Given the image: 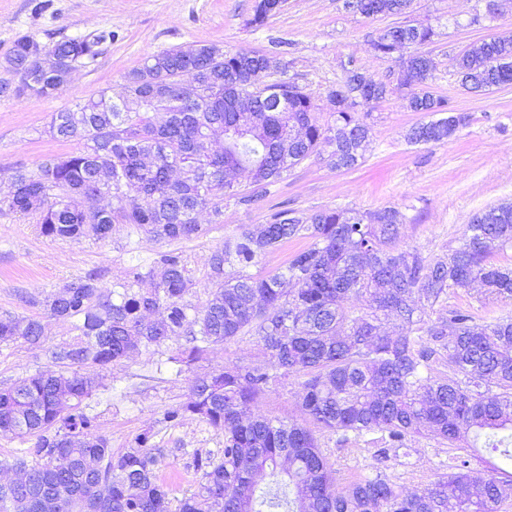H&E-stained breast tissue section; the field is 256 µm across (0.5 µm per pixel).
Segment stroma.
I'll use <instances>...</instances> for the list:
<instances>
[{
	"mask_svg": "<svg viewBox=\"0 0 512 512\" xmlns=\"http://www.w3.org/2000/svg\"><path fill=\"white\" fill-rule=\"evenodd\" d=\"M343 2L288 0L283 11L254 28L246 24L254 0H0V56L24 34L44 44L100 28L115 34L96 61L77 67L69 86L54 96L0 95V195L8 191L16 168L32 171L49 156L79 148V141L62 142L49 135L53 112L78 99L116 90L146 55L173 46L212 43L283 57L288 80L304 88L320 121H328L327 91L348 71L388 84L398 68L397 57L381 56L372 48L376 34L394 25L395 17H361L347 12ZM484 11L485 0L412 3L410 20L432 24L438 31L427 47L436 69L426 86L469 117L451 141L408 144V130L423 115L408 110L402 92L396 90L359 109L371 127L359 167L338 170L328 164L326 155H312L269 185L261 200L225 203L220 223H213L210 212L201 213L198 221L207 231L197 238L160 242L142 230L122 226L100 241L52 240L40 234L34 219L0 211V318H45L41 301L51 289L91 272L109 284L124 277L130 266L151 265L171 250L183 254L193 273L188 301L201 305L206 300L203 285L210 253L244 227L266 223L283 204L303 217L338 207L361 212L392 207L403 216L401 246L417 248L430 259L448 255L459 246L475 214L512 201V86L471 93L461 88L455 75V61L466 48L490 34L512 31V0H499L494 21L483 20ZM455 306L470 308L482 321L512 315V298L489 294L479 283L449 290L433 314L441 316ZM178 345L174 338L112 364L99 373L100 387L90 401L99 415V432L110 440L113 451H124L142 429H153L154 441L165 454L156 474L175 503L203 482L192 464L194 454L220 455L224 435L195 417L166 422L165 412L187 401L190 374L247 366L261 355L256 337L240 336L215 347L188 373L167 362ZM49 366L44 353L28 345L0 346L2 386ZM254 411L305 423L299 378L282 377ZM316 437L340 484L379 473L411 492L432 486L448 473L446 445L428 435L412 438L386 460L376 457L371 433L345 443L330 431H319Z\"/></svg>",
	"mask_w": 512,
	"mask_h": 512,
	"instance_id": "35a3bbf8",
	"label": "stroma"
}]
</instances>
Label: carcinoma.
<instances>
[{"mask_svg":"<svg viewBox=\"0 0 512 512\" xmlns=\"http://www.w3.org/2000/svg\"><path fill=\"white\" fill-rule=\"evenodd\" d=\"M253 7L250 26L276 15L273 0ZM412 0H345L365 17L405 16ZM435 35L428 24L407 21L382 29L372 41L389 56L406 42L400 58L412 112L436 114L407 134L411 144L445 143L467 116L449 100L426 90L436 63L424 47ZM112 31L66 37L44 45L20 35L0 68L13 82L0 94L51 97L70 83L79 64L94 62ZM286 67L279 58L216 44L174 46L146 56L123 77L115 95L77 101L51 115L48 133L77 139L74 153L52 157L37 170H16L0 210L33 216L41 235L56 240H102L128 224L164 242L206 233L198 215L214 221L224 201H256L266 187L314 153L327 152L336 169L362 163L371 131L357 107L386 98L387 86L371 89L345 80L328 89L331 121L320 123L310 96L290 83L272 110L265 100L236 111L238 96L268 83ZM460 85L482 91L512 85V34L503 32L463 53L455 64ZM190 72L198 97L183 98L175 85ZM239 121L248 129L211 137ZM248 171L253 190L242 193L226 180ZM402 215L326 209L307 217L284 208L265 224L244 228L207 260V299L197 308L185 300L191 270L182 255L167 252L146 269L136 265L105 286L89 274L65 283L42 300L46 317L72 326L70 340L44 347V326L26 316L0 318V345L24 343L45 354L54 370H37L0 387V436L34 437L31 459L0 461V512H170L167 488L156 469L162 450L142 430L134 444L112 452L87 403L102 371L131 354L181 337L169 360L187 369L208 350L239 336L259 338L268 360L224 368L190 379L188 401L165 414L185 415L224 433L218 461L195 458L200 490L180 500L178 512H500L512 504V319L475 324L470 310L455 307L431 322L426 309L450 288L482 283L512 297V267L491 262L494 250L512 245V203L476 214L462 244L429 260L398 245ZM307 238L282 270L249 272L257 259L282 242ZM148 282L150 287L142 284ZM365 300L354 315L349 302ZM394 322V331L382 329ZM429 337L428 345L423 337ZM447 373L439 375L434 364ZM303 378L301 405L313 428L253 413L278 371ZM342 435L378 433L377 456L403 448L409 438L433 433L452 457L448 476L433 487L404 493L376 475L349 480L336 490L333 470L314 430ZM489 449L486 470L466 469L463 454Z\"/></svg>","mask_w":512,"mask_h":512,"instance_id":"cac0c4a2","label":"carcinoma"}]
</instances>
